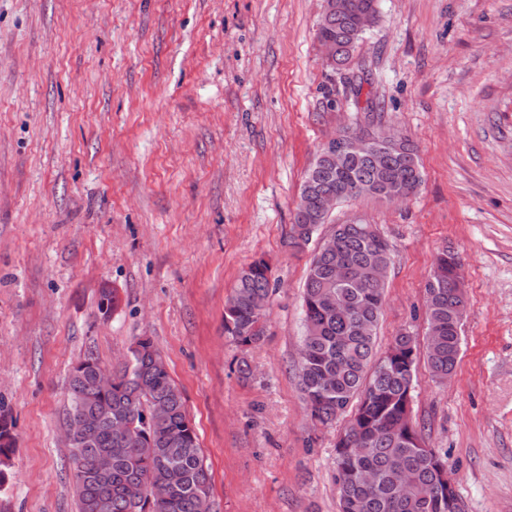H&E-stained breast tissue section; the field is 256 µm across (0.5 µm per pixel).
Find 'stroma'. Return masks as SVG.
Segmentation results:
<instances>
[{
  "mask_svg": "<svg viewBox=\"0 0 512 512\" xmlns=\"http://www.w3.org/2000/svg\"><path fill=\"white\" fill-rule=\"evenodd\" d=\"M323 6L0 0V403L16 434L0 512H77L71 369L142 336L183 393L213 512H338L347 420L312 429L296 365L309 261L355 217L392 245L379 349L402 330L425 343L433 261L458 257L461 360L443 383L418 364L413 418L465 512H512V0H379L353 61L423 183L403 204L337 205L299 251L304 174L363 123L319 52ZM260 257L275 289L245 380L224 304ZM104 288L121 297L108 315Z\"/></svg>",
  "mask_w": 512,
  "mask_h": 512,
  "instance_id": "stroma-1",
  "label": "stroma"
}]
</instances>
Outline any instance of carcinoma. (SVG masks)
I'll return each mask as SVG.
<instances>
[{"label":"carcinoma","mask_w":512,"mask_h":512,"mask_svg":"<svg viewBox=\"0 0 512 512\" xmlns=\"http://www.w3.org/2000/svg\"><path fill=\"white\" fill-rule=\"evenodd\" d=\"M325 0L315 37L336 45L330 66L349 72L344 95L363 113L361 132L375 134L381 120L378 105L367 97L360 106L362 77L350 70L359 42L362 16H378V0ZM394 142L377 155L352 157L331 169L316 156L300 187L299 213L293 215L291 244H306L328 216L317 211V198L334 193L338 202L360 197H382L393 187L413 196L423 183L417 149L395 130ZM364 221L337 224L332 236L335 250L320 249L312 257L304 284L301 345L305 358L296 366L298 385L312 419L327 426L346 410L350 419L336 441L334 482L339 512H453L440 465L447 454L429 448L421 431L408 417L416 382V341L406 332L393 337L384 353L376 349V333L357 330L360 321L378 325L387 283L358 285L336 279V262L364 266L374 260L392 263V249L381 234L368 232ZM456 256L438 253L436 287L427 289L426 322L440 335L427 344L424 359L432 378L448 380L461 359V326L468 299L457 288L452 272ZM271 284L268 263L258 258L239 273L224 308V334L245 351L264 336ZM163 357L152 340L143 336L130 349V360L112 367V389L98 384L103 368L86 354L69 380L70 408L77 418L84 411L100 413L94 442L71 443L75 491L79 512H210L211 476L198 435L181 391L170 374L160 369ZM164 413L154 414L156 405ZM13 421L0 404V485L7 479L3 466L15 452ZM112 457V472L102 476L97 460ZM369 469L375 481L366 486L361 472ZM169 491L161 502L152 501L148 485Z\"/></svg>","instance_id":"cac0c4a2"}]
</instances>
